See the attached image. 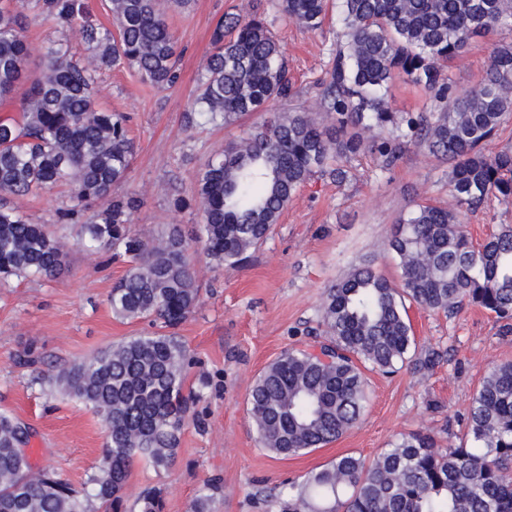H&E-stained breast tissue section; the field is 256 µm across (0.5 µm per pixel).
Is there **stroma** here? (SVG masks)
<instances>
[{
	"instance_id": "1",
	"label": "stroma",
	"mask_w": 512,
	"mask_h": 512,
	"mask_svg": "<svg viewBox=\"0 0 512 512\" xmlns=\"http://www.w3.org/2000/svg\"><path fill=\"white\" fill-rule=\"evenodd\" d=\"M226 12L264 17L288 60L301 93L271 102L275 111L312 108L315 85L345 42L339 19L311 31L285 18L278 0H195L190 11L169 14L183 48L175 87L156 90L126 68L102 71L98 102L130 115L136 144L128 177L112 193L137 199L133 229L144 240L169 224L194 236L200 210H175L172 199L189 195L201 164L264 118L255 112L221 128L188 122L187 107L211 50L214 23ZM25 36L36 56L58 38L68 39L78 55L86 53L75 26L32 20ZM496 40L512 43V31L500 32ZM493 41L475 38L459 57L444 63L457 89L479 82ZM345 168L344 180L316 175L305 182L243 268L197 265L199 302L178 334L192 359L185 386L198 398L185 418L173 470L132 469L127 512L140 492L152 487L164 490V512H191L207 483L215 487L210 512H278L283 481L301 478L339 455L370 460L392 441L415 433L451 445L466 439L469 404L483 378L492 366L512 362V320L474 305L447 315L413 304L408 315L416 349L396 373L365 370L368 402L357 426L338 441L288 458L270 453L257 440L248 394L284 350L306 348L321 334V301L329 285L363 265L399 284L401 270L388 239L400 216L418 203L456 207L448 186L449 162L424 147L409 146L388 169L370 152ZM461 220L473 243H482L502 226H512V198L489 197ZM53 231L68 244V268L50 280L14 279L0 288V412L29 426L35 468L57 472L79 489L100 465L103 423L46 378L150 327L112 313L108 296L126 270L124 262L84 251L78 226L57 225ZM30 349L37 363L21 364L20 356ZM432 349L439 361L418 366Z\"/></svg>"
}]
</instances>
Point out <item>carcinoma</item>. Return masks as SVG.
Instances as JSON below:
<instances>
[{
    "mask_svg": "<svg viewBox=\"0 0 512 512\" xmlns=\"http://www.w3.org/2000/svg\"><path fill=\"white\" fill-rule=\"evenodd\" d=\"M76 0H0V109L24 88L18 115L0 118V193L26 196L61 185L67 202L52 224L80 225L90 252L126 258L113 286V315L146 320L159 332L136 336L61 369L68 393L98 414L105 428L103 462L81 494L60 477L34 469L30 433L0 414V512H121L138 462L169 472L183 423L197 395L184 393L191 365L177 329L197 306L192 246L172 225L152 242L138 237L132 197L93 205L124 181L135 155L129 116L97 103L100 71L125 64L158 90L179 79L178 40L162 0H109L114 29L83 24L89 59L75 58L67 40L53 42L31 72L25 12L70 25ZM281 13L310 30L322 28L328 0H279ZM345 46L320 81L316 103L332 119L310 112H269L293 93L280 45L259 16L226 13L211 35L189 112L191 122L220 126L252 113L263 122L198 169L182 209L202 211L197 242L207 264L242 266L279 223L293 194L316 173L340 181L341 167L366 150L390 167L407 144L452 161L448 183L458 210L419 204L400 217L389 239L401 283L370 267L337 279L322 301L323 354L288 349L257 377L249 415L262 447L278 456L322 448L356 426L368 395L362 368L392 372L415 336L408 305L453 313L463 304L512 319V227L474 245L461 228L463 210L491 196L512 197V151L487 146L512 116V43L494 46L484 77L459 91L440 63L476 37L512 29V0H340ZM404 76L436 103L437 111L399 116L385 98ZM406 125L404 140L390 129ZM65 244L44 221L0 203V286L10 277L52 278L66 268ZM472 445L443 446L435 437H401L371 461L336 457L288 484L280 512H512V362L493 366L473 395ZM138 512H163L159 489L144 490Z\"/></svg>",
    "mask_w": 512,
    "mask_h": 512,
    "instance_id": "1",
    "label": "carcinoma"
}]
</instances>
